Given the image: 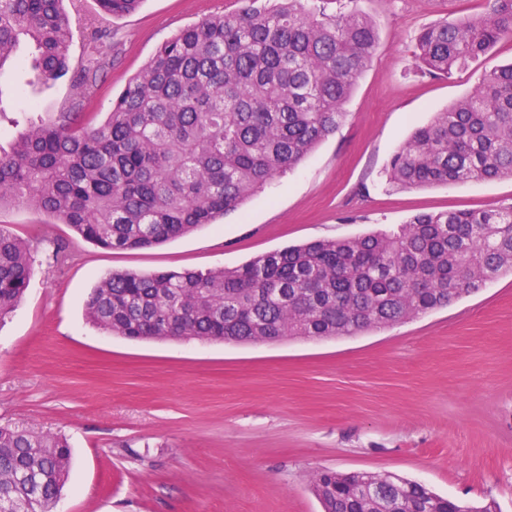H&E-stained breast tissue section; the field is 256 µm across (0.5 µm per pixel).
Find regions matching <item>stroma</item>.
<instances>
[{"label": "stroma", "mask_w": 512, "mask_h": 512, "mask_svg": "<svg viewBox=\"0 0 512 512\" xmlns=\"http://www.w3.org/2000/svg\"><path fill=\"white\" fill-rule=\"evenodd\" d=\"M488 4L359 0L379 43L346 122L241 210L190 235L115 252L32 208L0 209V225L34 257L25 297L0 325V425L67 436L72 471L56 512H321L310 476L326 468L389 473L512 512V275L424 316L333 339L136 341L84 315L87 294L113 270L232 268L290 245L393 229L420 212L512 204V179L401 190L386 176L415 128L512 62L505 38L445 77L415 64L422 28ZM244 5L143 0L111 17L96 0H68V11L112 32L114 61L89 111L109 112L180 29ZM34 56L21 43L0 71L1 111L19 114L29 100L44 115L74 98L71 76L37 81Z\"/></svg>", "instance_id": "35a3bbf8"}]
</instances>
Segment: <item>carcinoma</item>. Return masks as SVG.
<instances>
[{"instance_id":"cac0c4a2","label":"carcinoma","mask_w":512,"mask_h":512,"mask_svg":"<svg viewBox=\"0 0 512 512\" xmlns=\"http://www.w3.org/2000/svg\"><path fill=\"white\" fill-rule=\"evenodd\" d=\"M142 0H98L112 17ZM248 0L164 42L94 124L88 98L112 66L96 51L74 71L79 96L0 147V206H31L112 251L191 234L238 210L345 122L378 40L357 7ZM80 18L63 0H0V68L26 41L45 82L69 71ZM512 37V0L423 28L416 58L446 77ZM399 189L512 178V64L434 113L392 156ZM32 256L0 225V321L28 287ZM512 272V205L419 213L395 230L319 239L208 272L112 271L85 301L93 326L143 340L256 343L352 336L446 307ZM66 438L0 426V512H50L69 480ZM322 512H492L388 474L323 470Z\"/></svg>"}]
</instances>
